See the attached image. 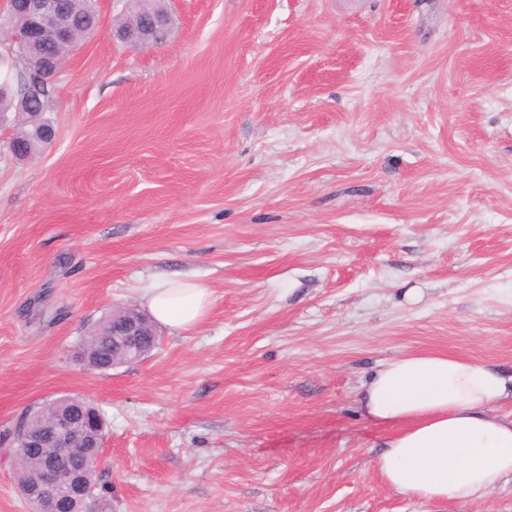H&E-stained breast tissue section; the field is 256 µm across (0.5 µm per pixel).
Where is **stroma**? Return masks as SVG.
<instances>
[{
    "label": "stroma",
    "mask_w": 512,
    "mask_h": 512,
    "mask_svg": "<svg viewBox=\"0 0 512 512\" xmlns=\"http://www.w3.org/2000/svg\"><path fill=\"white\" fill-rule=\"evenodd\" d=\"M161 46L56 81L53 146L0 115V512L9 432L65 394L104 410L105 512H512L390 486L358 396L439 351L512 373V0H176ZM212 292L142 362L75 358L163 274Z\"/></svg>",
    "instance_id": "1"
}]
</instances>
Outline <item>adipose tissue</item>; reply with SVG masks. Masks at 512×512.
Instances as JSON below:
<instances>
[{
    "instance_id": "ef3b65f1",
    "label": "adipose tissue",
    "mask_w": 512,
    "mask_h": 512,
    "mask_svg": "<svg viewBox=\"0 0 512 512\" xmlns=\"http://www.w3.org/2000/svg\"><path fill=\"white\" fill-rule=\"evenodd\" d=\"M142 302L158 323L181 331L207 316L212 294L192 276H162ZM509 397L512 376L469 358L418 352L389 361L361 396L364 415L393 432L380 472L422 500L482 499L512 479V414L494 410Z\"/></svg>"
}]
</instances>
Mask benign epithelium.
Here are the masks:
<instances>
[{"instance_id": "obj_1", "label": "benign epithelium", "mask_w": 512, "mask_h": 512, "mask_svg": "<svg viewBox=\"0 0 512 512\" xmlns=\"http://www.w3.org/2000/svg\"><path fill=\"white\" fill-rule=\"evenodd\" d=\"M175 14L165 12L130 32L112 28V38L138 47L163 43L157 33L170 27ZM81 41L68 20L67 0H0V45L8 56L35 42L51 44L62 54L39 59L38 69L48 77L65 66L62 55H70ZM103 335L112 338V366L134 364L157 345V332L149 315L139 309L113 311ZM106 419L98 404L86 397L64 395L30 411L22 424L20 447H48L47 461L37 478L18 485L32 512H64L61 495L69 499L70 512H95L89 462L101 456Z\"/></svg>"}]
</instances>
